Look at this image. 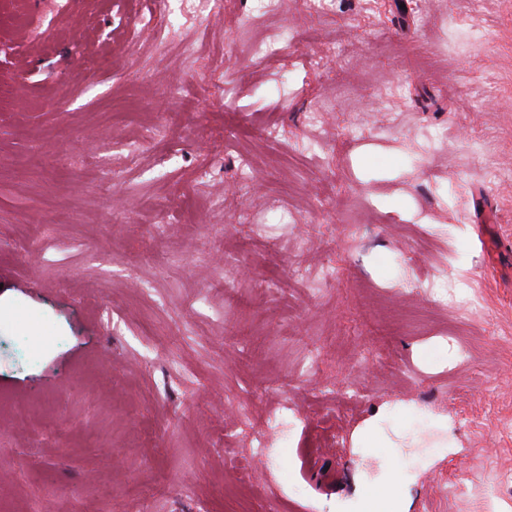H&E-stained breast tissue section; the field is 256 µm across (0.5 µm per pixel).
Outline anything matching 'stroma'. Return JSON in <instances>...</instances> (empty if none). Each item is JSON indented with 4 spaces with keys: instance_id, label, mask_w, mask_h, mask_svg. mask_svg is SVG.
<instances>
[{
    "instance_id": "stroma-1",
    "label": "stroma",
    "mask_w": 512,
    "mask_h": 512,
    "mask_svg": "<svg viewBox=\"0 0 512 512\" xmlns=\"http://www.w3.org/2000/svg\"><path fill=\"white\" fill-rule=\"evenodd\" d=\"M252 6L0 0V512H512V0ZM294 39V32L288 28H283L269 40L254 42L252 53L255 57H266L275 53L279 47L288 45V41H294ZM420 429H412L408 434H400L383 414L367 420L355 434L354 447L357 448H425L419 436ZM396 469L390 478L381 479L370 493H358L342 512H408V493L402 494L396 481Z\"/></svg>"
}]
</instances>
